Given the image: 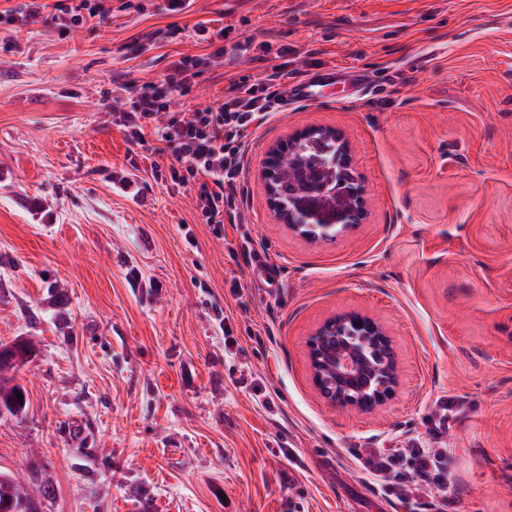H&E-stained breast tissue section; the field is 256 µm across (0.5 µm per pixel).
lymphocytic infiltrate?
<instances>
[{
  "label": "lymphocytic infiltrate",
  "mask_w": 512,
  "mask_h": 512,
  "mask_svg": "<svg viewBox=\"0 0 512 512\" xmlns=\"http://www.w3.org/2000/svg\"><path fill=\"white\" fill-rule=\"evenodd\" d=\"M52 18L61 33L83 27L88 19L106 17L105 0H56ZM223 51L203 56H187L176 61L162 83L137 87L130 109L113 113L128 141L145 145L146 129H153L158 141L155 178L169 176L185 186L197 184L195 209L215 235H223L225 221H239L234 192L242 175L248 130L264 123L286 105L279 86L285 76L282 66L272 68L264 78L251 82L231 81L224 99L215 108L197 110L190 116L166 117L169 103L189 94L193 80L223 58ZM415 484L429 488L433 512H448V451L444 448H413Z\"/></svg>",
  "instance_id": "lymphocytic-infiltrate-1"
}]
</instances>
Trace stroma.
I'll list each match as a JSON object with an SVG mask.
<instances>
[{"label": "stroma", "instance_id": "stroma-1", "mask_svg": "<svg viewBox=\"0 0 512 512\" xmlns=\"http://www.w3.org/2000/svg\"><path fill=\"white\" fill-rule=\"evenodd\" d=\"M16 3L0 0V345L30 352L0 372L27 395L0 412V471L38 512H409L430 499L409 462L378 483L358 456L413 442L447 449L452 512H512V0H111L64 36L14 22ZM199 24L249 50L173 116L279 63L291 85L345 71L250 136L245 221L220 238L112 122L130 85L209 52ZM317 125L349 140L368 218L310 242L276 223L259 172ZM347 310L397 355L395 394L366 414L311 381L308 337Z\"/></svg>", "mask_w": 512, "mask_h": 512}]
</instances>
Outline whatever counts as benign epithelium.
Returning <instances> with one entry per match:
<instances>
[{"label": "benign epithelium", "instance_id": "1", "mask_svg": "<svg viewBox=\"0 0 512 512\" xmlns=\"http://www.w3.org/2000/svg\"><path fill=\"white\" fill-rule=\"evenodd\" d=\"M305 136L336 137V156L327 167V185L320 186L318 175H308L310 186L288 198L278 200L275 181L279 172L266 165L260 176L269 205L277 219L301 237H333L339 231L367 218L365 188L353 170V155L344 134L333 127H312ZM299 140L270 147L269 158L288 153V181L296 182L294 161ZM353 325L361 330L358 346L346 347L338 340L339 331ZM308 360L312 379L321 395L332 405L371 410L381 404L399 383L396 354L383 324L357 312H340L323 322L310 336Z\"/></svg>", "mask_w": 512, "mask_h": 512}]
</instances>
